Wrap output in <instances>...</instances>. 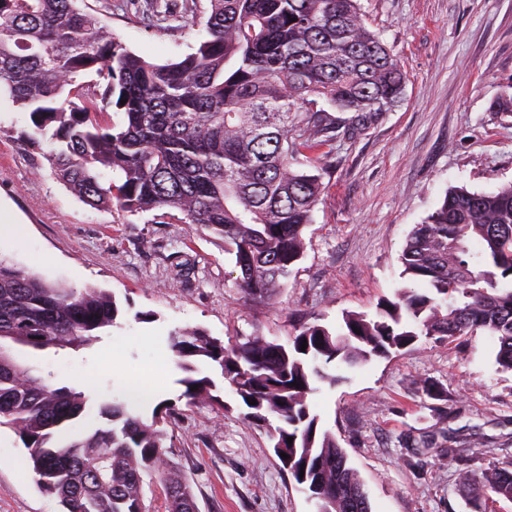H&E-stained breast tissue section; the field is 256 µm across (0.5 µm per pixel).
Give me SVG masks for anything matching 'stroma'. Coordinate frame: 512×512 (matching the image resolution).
<instances>
[{
  "label": "stroma",
  "mask_w": 512,
  "mask_h": 512,
  "mask_svg": "<svg viewBox=\"0 0 512 512\" xmlns=\"http://www.w3.org/2000/svg\"><path fill=\"white\" fill-rule=\"evenodd\" d=\"M407 75L391 111L353 140L336 143L325 191L304 231L306 249L277 308L239 299L223 241L179 211L130 214L94 209L51 173L49 144L23 138L29 112L0 95V203L20 229L0 233V257L52 283L94 287L114 297V326L92 348L20 349L53 386L84 390L89 409L74 431L93 426L100 402L117 399L150 414L163 400L180 416L168 430L171 459L192 485L200 512H316L281 470L265 430L244 420L224 385L221 404L186 403L166 346L171 331L204 330L228 340L261 332L285 339L297 319L336 327L343 312H370L403 280L405 240L446 191L491 192L512 183V0H360ZM127 49L163 64L193 52L209 0L186 21L146 27L116 0H82ZM490 333L455 348L426 337L356 367L336 369L310 405L346 451L371 512H470L450 448H469L471 467L512 460V372L496 362ZM439 383L441 399L418 393ZM437 447L424 448V436ZM0 512H59L41 489L29 453L0 431Z\"/></svg>",
  "instance_id": "stroma-1"
}]
</instances>
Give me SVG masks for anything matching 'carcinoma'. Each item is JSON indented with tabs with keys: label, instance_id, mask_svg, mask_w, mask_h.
I'll use <instances>...</instances> for the list:
<instances>
[{
	"label": "carcinoma",
	"instance_id": "carcinoma-1",
	"mask_svg": "<svg viewBox=\"0 0 512 512\" xmlns=\"http://www.w3.org/2000/svg\"><path fill=\"white\" fill-rule=\"evenodd\" d=\"M76 2L0 0V93L30 112L34 133L25 138L55 144L54 176L92 208L179 210L224 241L243 298L276 303L303 256L336 141L355 138L404 94L406 75L365 24L359 0H209L206 36L167 64L128 50ZM130 3L151 27L175 20L156 0ZM110 106L121 124L106 120ZM400 260L406 284L396 300L371 315L347 313L336 329L301 322L285 343L259 332L226 344L200 329L168 336L184 372L181 397L218 401L200 365L220 370L243 418L267 429L275 456L289 455L283 470L316 496L318 512H371L308 402L317 384H336L331 366L367 363L421 335L452 344L486 330L498 337L496 363L512 371V183L449 190ZM117 315L94 288L49 284L0 258V428L29 451L37 484L62 512H199L165 445L175 404L164 400L145 417L102 402L99 426L58 442L89 397L51 386L12 353L90 348ZM468 456L448 449L470 512H491L496 497L512 501V462L479 473ZM147 483L156 487L151 498Z\"/></svg>",
	"mask_w": 512,
	"mask_h": 512
}]
</instances>
